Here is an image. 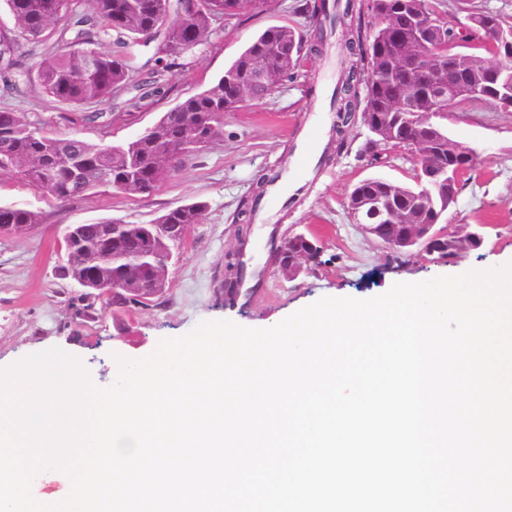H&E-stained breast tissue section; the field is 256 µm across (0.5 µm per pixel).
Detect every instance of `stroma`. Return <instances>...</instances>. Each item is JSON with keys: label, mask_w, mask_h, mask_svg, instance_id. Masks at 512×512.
Listing matches in <instances>:
<instances>
[{"label": "stroma", "mask_w": 512, "mask_h": 512, "mask_svg": "<svg viewBox=\"0 0 512 512\" xmlns=\"http://www.w3.org/2000/svg\"><path fill=\"white\" fill-rule=\"evenodd\" d=\"M283 24L293 25L308 40L317 21L300 11L299 0H273L249 19L220 24L208 43L187 52L169 74L166 97L129 109L123 96H116L112 118L104 125L83 120L81 112L47 99L35 86L20 97H0V107L28 113L37 127L56 137L120 144L208 87L264 29ZM342 67L336 47L304 54L294 74L265 100L225 113L222 137L186 157L149 196L100 187L61 202L42 196L17 176L0 173V204H23L44 216L23 234L0 236V369L58 347L79 358L93 383L105 387L117 357H145L161 339L185 335L205 321L268 328L323 297L368 299L397 282L512 263V109L491 102L454 109L443 122L451 139L478 154L461 179L448 221L483 225L479 248L452 258L416 250L398 261L362 232L347 209L354 185L383 177L411 186L415 179L410 151L370 153V133L358 123L348 128L343 145L324 142L321 151L331 154V161L314 160L309 175L276 209L259 207L247 244H240L238 214L250 206L258 175L290 166L304 122L316 121L324 134H331L336 114L330 97ZM197 201L208 205L205 219L188 228L182 254L167 270L165 292L128 308L101 304L95 316L84 317L83 289L62 273L63 229L110 218L148 224L165 210ZM291 232L314 235L324 247L322 265L293 280L280 274L272 256L273 246ZM259 242L265 266L259 287L246 304L226 306L227 255L250 257Z\"/></svg>", "instance_id": "obj_1"}]
</instances>
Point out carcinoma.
Returning a JSON list of instances; mask_svg holds the SVG:
<instances>
[{"label":"carcinoma","instance_id":"1","mask_svg":"<svg viewBox=\"0 0 512 512\" xmlns=\"http://www.w3.org/2000/svg\"><path fill=\"white\" fill-rule=\"evenodd\" d=\"M14 20L10 35H0V92L13 94L33 83L50 100L75 108L97 107L86 115L93 123L112 117L108 108L116 92L130 94L135 107L149 97H162L165 76L181 65L183 56L202 45L214 33L219 19L226 21L253 15V0H196L189 12L186 0H68L58 10L55 0H5ZM302 12L319 16L329 30H321L311 45L319 52L326 33L338 34L339 48L347 61L336 87L334 133L343 141L355 112H372L394 127L393 137L425 138L430 143L428 164L436 169L459 164V154L448 148V133L436 115L433 125L417 122L406 127L395 119L397 104L415 92L432 98L426 83L411 86L415 64L428 53L448 56V41L459 32L448 24L432 0H374L378 23L364 22L357 0H304ZM428 13L439 39L427 41L414 33L419 15ZM486 17L494 26L512 31V17L477 9L470 18ZM54 35L59 46L42 54L30 67L20 63L19 48L38 44ZM305 47L302 35L291 25L271 26L252 39L224 74L205 90L179 102L139 141L120 145L94 144L73 135L52 137L34 127L28 114L0 110V172L22 174L45 197L59 201L81 198L93 189L109 186L125 190L126 182L139 183L138 194L151 195L196 149V139L220 123L226 112L260 102L269 87L250 88L254 70L268 66L283 76L292 75ZM142 48L152 50L149 68L134 79V64ZM488 60L478 54L454 62L442 78L451 85L484 79ZM387 183L381 178L365 186L366 195L396 199L412 210L415 224L448 223V197L432 207L421 189ZM207 205L198 201L167 210L151 224L107 219L90 224L67 245L64 275L87 283L86 298L95 299L114 290L112 305H138L166 288L164 271L178 258L187 228L200 224ZM40 212L17 204L0 205V224L24 231L40 223ZM320 243L306 235L288 238L286 254L278 255V267L295 266L301 255L311 260L303 268L322 264Z\"/></svg>","mask_w":512,"mask_h":512}]
</instances>
